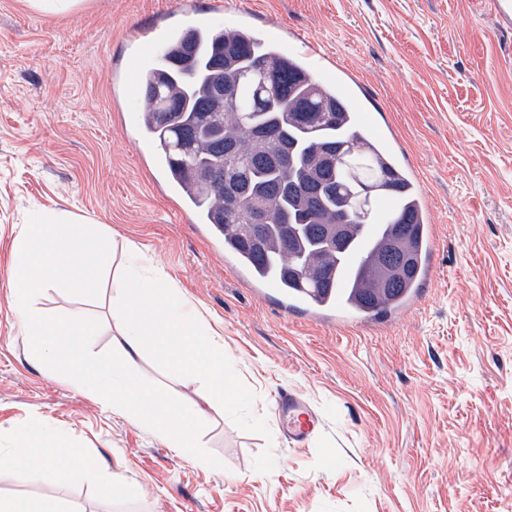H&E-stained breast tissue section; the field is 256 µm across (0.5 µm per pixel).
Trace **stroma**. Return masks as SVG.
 Wrapping results in <instances>:
<instances>
[{
	"label": "stroma",
	"mask_w": 512,
	"mask_h": 512,
	"mask_svg": "<svg viewBox=\"0 0 512 512\" xmlns=\"http://www.w3.org/2000/svg\"><path fill=\"white\" fill-rule=\"evenodd\" d=\"M225 27L280 30L323 54L326 83L419 176L438 241L436 276L407 312L305 321L258 294L158 166L113 97L109 73L143 76L153 22L184 27L176 0H81L65 14L0 0V448L39 421L118 470L120 499L92 481L0 482V495L52 496L71 512H512V30L491 0H193ZM65 210L147 247L208 317L270 436L207 410L186 461L156 436L53 379L27 354L6 288L14 227ZM98 298L46 289L51 315L99 321L115 349L112 282ZM302 393L318 434L290 446L274 412Z\"/></svg>",
	"instance_id": "1"
}]
</instances>
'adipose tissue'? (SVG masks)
<instances>
[{
	"instance_id": "1",
	"label": "adipose tissue",
	"mask_w": 512,
	"mask_h": 512,
	"mask_svg": "<svg viewBox=\"0 0 512 512\" xmlns=\"http://www.w3.org/2000/svg\"><path fill=\"white\" fill-rule=\"evenodd\" d=\"M47 474L67 484L94 476L104 494L119 498L126 493L116 475L99 473L94 460L68 447L58 435L38 425L27 426L19 431L14 448L0 453V480L33 481Z\"/></svg>"
}]
</instances>
